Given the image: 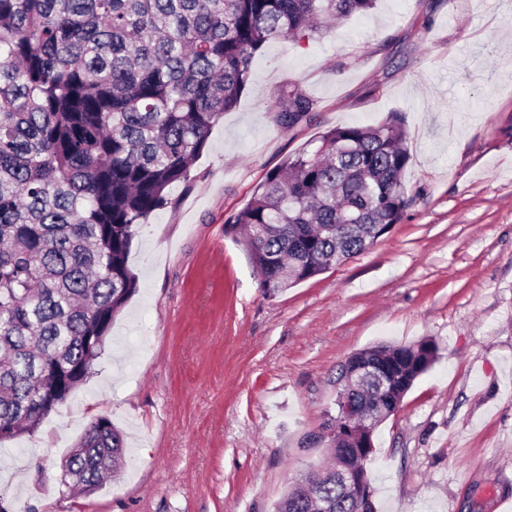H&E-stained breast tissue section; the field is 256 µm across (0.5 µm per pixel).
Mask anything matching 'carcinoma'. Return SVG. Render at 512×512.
<instances>
[{"label":"carcinoma","mask_w":512,"mask_h":512,"mask_svg":"<svg viewBox=\"0 0 512 512\" xmlns=\"http://www.w3.org/2000/svg\"><path fill=\"white\" fill-rule=\"evenodd\" d=\"M376 0H0V442L37 430L92 373L112 321L138 287L129 254L139 226L173 204L214 126L236 107L268 42L297 43ZM293 129L314 99L290 81L271 107ZM272 171L231 219L269 295L369 249L411 204L401 121L334 127ZM436 342L352 355L388 373L381 390H342L353 409L396 415L434 364ZM323 435L354 448L365 433L328 415ZM109 418L91 422L61 480L96 491L125 459ZM373 512L327 467L300 476L273 512Z\"/></svg>","instance_id":"carcinoma-1"}]
</instances>
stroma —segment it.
I'll list each match as a JSON object with an SVG mask.
<instances>
[{
  "label": "stroma",
  "mask_w": 512,
  "mask_h": 512,
  "mask_svg": "<svg viewBox=\"0 0 512 512\" xmlns=\"http://www.w3.org/2000/svg\"><path fill=\"white\" fill-rule=\"evenodd\" d=\"M294 80L308 124L271 108ZM398 116L413 198L362 254L266 294L227 219L321 132ZM173 205L133 241L138 288L88 381L0 443L8 512H271L322 462L353 354L428 337L438 358L374 433V512H502L512 499V0H377L303 43H268ZM108 417L127 465L91 495L61 466Z\"/></svg>",
  "instance_id": "obj_1"
}]
</instances>
